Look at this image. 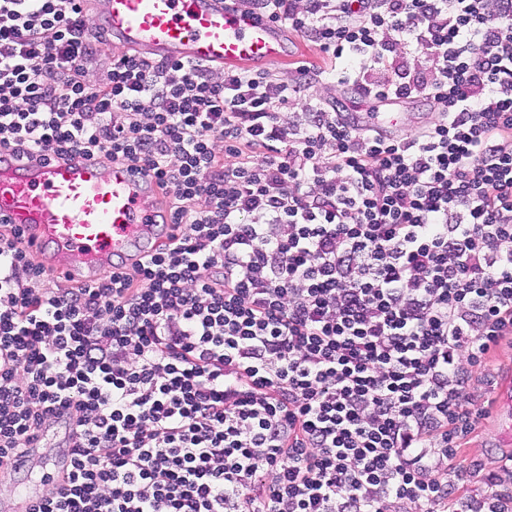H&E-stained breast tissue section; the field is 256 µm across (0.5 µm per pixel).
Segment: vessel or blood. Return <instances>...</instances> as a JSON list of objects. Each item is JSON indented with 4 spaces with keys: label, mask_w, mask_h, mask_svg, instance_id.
Masks as SVG:
<instances>
[{
    "label": "vessel or blood",
    "mask_w": 512,
    "mask_h": 512,
    "mask_svg": "<svg viewBox=\"0 0 512 512\" xmlns=\"http://www.w3.org/2000/svg\"><path fill=\"white\" fill-rule=\"evenodd\" d=\"M91 34L165 60L227 72L284 57V28L234 0H101ZM157 180L105 159L0 162V221L24 231L31 251L66 279L92 282L154 252Z\"/></svg>",
    "instance_id": "obj_1"
}]
</instances>
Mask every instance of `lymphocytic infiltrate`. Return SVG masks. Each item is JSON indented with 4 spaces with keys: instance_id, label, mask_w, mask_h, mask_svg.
Segmentation results:
<instances>
[{
    "instance_id": "lymphocytic-infiltrate-1",
    "label": "lymphocytic infiltrate",
    "mask_w": 512,
    "mask_h": 512,
    "mask_svg": "<svg viewBox=\"0 0 512 512\" xmlns=\"http://www.w3.org/2000/svg\"><path fill=\"white\" fill-rule=\"evenodd\" d=\"M83 2L0 0V150L147 170L169 231L62 288L0 225V467L71 435L36 512H512V455L458 464L512 339V0H247L327 62L287 80L113 51ZM335 82L435 118H284ZM385 112H393L392 118L394 123L396 121V125L394 126V130L398 131H406L414 126L424 124L434 118L429 107L425 106L423 103L418 101L409 100V104L405 105L403 108L397 111H388Z\"/></svg>"
}]
</instances>
